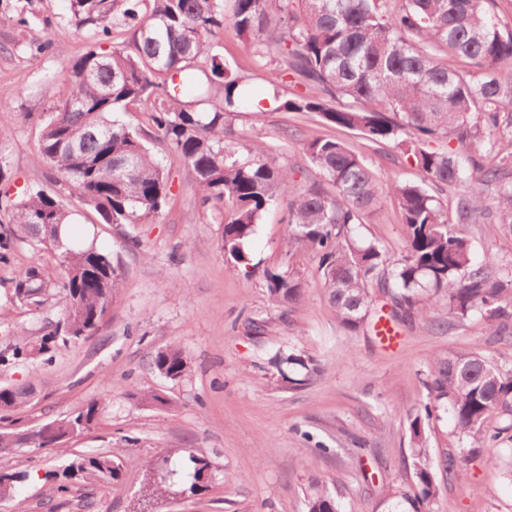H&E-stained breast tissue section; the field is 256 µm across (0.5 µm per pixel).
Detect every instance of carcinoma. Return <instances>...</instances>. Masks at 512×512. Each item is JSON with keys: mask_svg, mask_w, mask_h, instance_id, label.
<instances>
[{"mask_svg": "<svg viewBox=\"0 0 512 512\" xmlns=\"http://www.w3.org/2000/svg\"><path fill=\"white\" fill-rule=\"evenodd\" d=\"M497 0H69V21L95 45L70 64L72 92L56 101L42 126L36 159L62 189L94 210L104 224H145L161 213L168 177L140 130L119 117L132 105L149 112L153 137L179 154L202 203L229 207L221 246L234 265L250 264L248 242L262 212L288 198L287 241L318 256V271L343 327L356 331L375 302L373 288L390 298L393 317H430L438 294L448 317L478 318L493 336H512V273L503 274L475 256L458 224H478L490 209L512 226V28L501 25ZM230 23L250 40L254 57L277 56L272 77L286 76L305 88L282 101V112H314L325 125L361 133L412 157L419 183H396L383 193L364 159L343 141L321 137L303 143L320 179L297 177L294 168L270 163L265 149L241 152L225 117L240 105V78L214 52L212 37ZM124 38L130 50L102 44ZM223 90L210 102L214 86ZM197 107L182 101L187 92ZM436 140L446 146H431ZM457 146H451V141ZM460 188L454 218L433 189ZM495 186L494 197L485 188ZM397 205L406 227L405 255L394 260L375 240L357 236L369 218ZM74 212L60 197L38 190L14 203L11 241L39 254H54L62 282L46 278L38 264L20 268L14 300L38 309L53 291L62 295L63 317L45 333L38 350L68 347L94 335L119 290L110 256L96 241L74 235ZM271 300L300 302L301 280L291 271H265ZM279 370L289 387L306 381L297 369L313 359L288 355ZM154 368L182 378L181 349L157 351ZM434 402L409 416L416 489L393 486L380 512H433L440 496L423 419L438 407L448 412L467 453L445 454L442 479L463 477L468 456L512 440V370L478 351L457 352L434 363L427 383ZM33 394L32 387L0 388V412ZM100 403L90 401L70 417L36 430H0V453L47 448L80 435L97 421ZM193 481L184 491L207 488L210 462L191 456ZM121 463L112 454L72 461L65 476L112 484ZM26 475L0 468V499L13 494ZM307 512H342L327 490L315 491Z\"/></svg>", "mask_w": 512, "mask_h": 512, "instance_id": "obj_1", "label": "carcinoma"}]
</instances>
